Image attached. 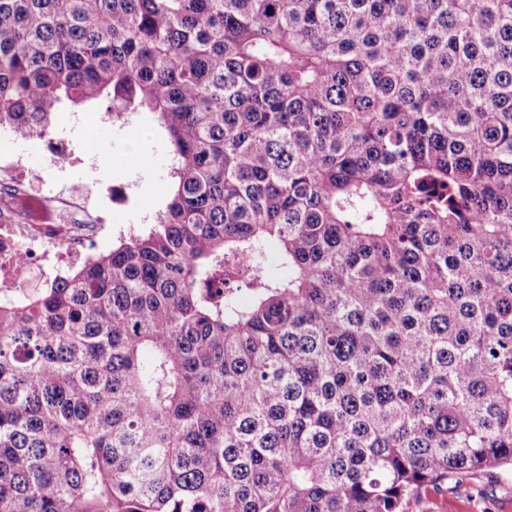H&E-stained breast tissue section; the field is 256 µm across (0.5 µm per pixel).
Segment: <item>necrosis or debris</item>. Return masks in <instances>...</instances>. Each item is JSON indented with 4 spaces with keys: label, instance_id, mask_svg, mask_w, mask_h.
Listing matches in <instances>:
<instances>
[{
    "label": "necrosis or debris",
    "instance_id": "4bbe7bcc",
    "mask_svg": "<svg viewBox=\"0 0 512 512\" xmlns=\"http://www.w3.org/2000/svg\"><path fill=\"white\" fill-rule=\"evenodd\" d=\"M18 138L13 130L0 133V298L19 296L32 278L47 284L87 261L85 242L112 231L98 196L114 206L130 200L125 192H105L96 177L45 181L24 165Z\"/></svg>",
    "mask_w": 512,
    "mask_h": 512
}]
</instances>
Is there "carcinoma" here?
I'll use <instances>...</instances> for the list:
<instances>
[{"instance_id": "cac0c4a2", "label": "carcinoma", "mask_w": 512, "mask_h": 512, "mask_svg": "<svg viewBox=\"0 0 512 512\" xmlns=\"http://www.w3.org/2000/svg\"><path fill=\"white\" fill-rule=\"evenodd\" d=\"M87 103L154 116L167 202L0 300V512L512 471V0H0V126Z\"/></svg>"}]
</instances>
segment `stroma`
<instances>
[{
  "label": "stroma",
  "mask_w": 512,
  "mask_h": 512,
  "mask_svg": "<svg viewBox=\"0 0 512 512\" xmlns=\"http://www.w3.org/2000/svg\"><path fill=\"white\" fill-rule=\"evenodd\" d=\"M68 137L74 156L65 166L72 179L87 177L82 160L93 156L110 183H133L131 203L114 211L116 227L140 225L141 207L155 208L165 201L169 157L151 114L141 113L129 125L107 131L76 127ZM410 512H512V473L491 469L449 479L443 490L423 491Z\"/></svg>",
  "instance_id": "obj_1"
}]
</instances>
